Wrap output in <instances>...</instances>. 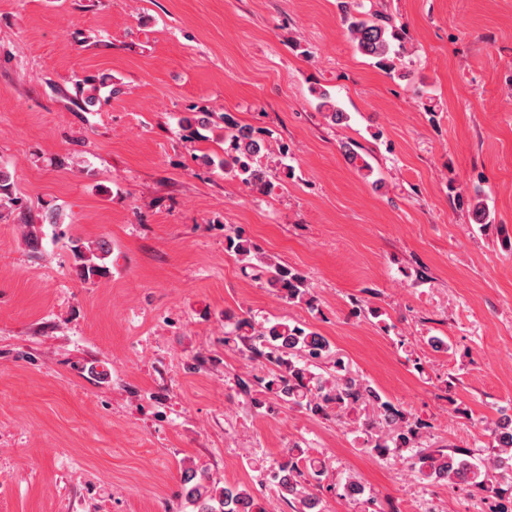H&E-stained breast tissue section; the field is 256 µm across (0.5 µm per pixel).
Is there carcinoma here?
Masks as SVG:
<instances>
[{"label":"carcinoma","instance_id":"1","mask_svg":"<svg viewBox=\"0 0 512 512\" xmlns=\"http://www.w3.org/2000/svg\"><path fill=\"white\" fill-rule=\"evenodd\" d=\"M344 21L350 37L362 55L373 60L374 65L398 78L408 77L402 66L403 36L393 19L376 10L365 13L359 0L342 3ZM100 85L85 78L78 86L86 93L83 104L93 106L100 102L97 95ZM317 108L326 112L331 122L342 125L349 121L331 94L321 89L316 92ZM208 112H189L181 118L182 126L195 133L210 123ZM269 151L267 140L252 127L240 123L230 114H224V173L238 179L247 188L260 194L270 192L274 184L268 169L257 164ZM345 159L356 169L373 173L371 164L351 144L342 145ZM14 183L10 173L0 167V205L15 203ZM226 249L244 260L258 258L252 242L243 233L229 228L224 235ZM73 271L84 282L102 278L110 273L106 260L112 253L110 244L100 240L85 244L78 239L71 241ZM268 274L266 283L281 299L288 303L315 307L307 280L298 270L272 259L264 261ZM224 344L244 342L249 358L263 357L272 364L267 373L258 379L260 393L270 394L293 406L313 414H334L342 419L357 410L371 409L373 418L365 420L363 451L385 457L392 451L409 452L410 468L424 478L441 481L452 488L478 492L488 503L489 512H502L501 501L512 494V480L507 484L493 481L494 470L512 469V429L498 421L486 426L490 455L481 463L470 460L464 450L448 453L443 448H421L427 423L416 417L399 402L383 396L368 380L352 374L344 360L332 350L330 342L320 333L301 323L267 321L260 326L248 318L224 313ZM327 472V462L294 444L287 448L281 460L267 469V476L282 500L294 512H322L318 494L321 478ZM182 482L189 501L197 512H269L265 502L255 498L250 491L237 484H224L218 488L205 472L194 469L185 471Z\"/></svg>","mask_w":512,"mask_h":512}]
</instances>
